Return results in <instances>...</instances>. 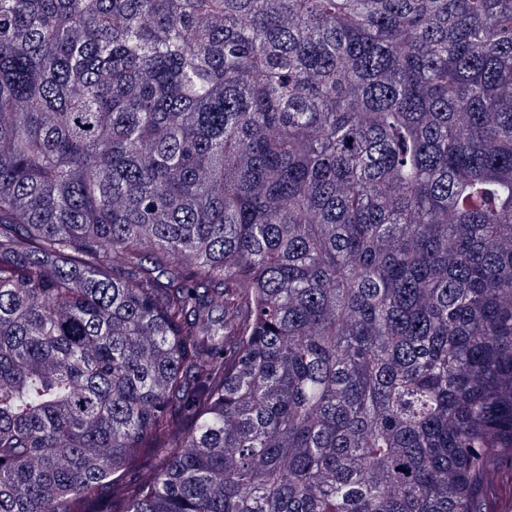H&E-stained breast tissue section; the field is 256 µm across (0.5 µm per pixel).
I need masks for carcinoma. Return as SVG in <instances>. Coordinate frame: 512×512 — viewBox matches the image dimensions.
Returning a JSON list of instances; mask_svg holds the SVG:
<instances>
[{
    "instance_id": "cac0c4a2",
    "label": "carcinoma",
    "mask_w": 512,
    "mask_h": 512,
    "mask_svg": "<svg viewBox=\"0 0 512 512\" xmlns=\"http://www.w3.org/2000/svg\"><path fill=\"white\" fill-rule=\"evenodd\" d=\"M0 512H512V0H0Z\"/></svg>"
}]
</instances>
